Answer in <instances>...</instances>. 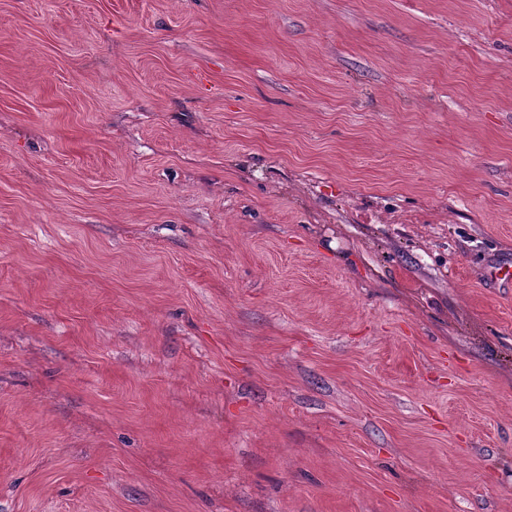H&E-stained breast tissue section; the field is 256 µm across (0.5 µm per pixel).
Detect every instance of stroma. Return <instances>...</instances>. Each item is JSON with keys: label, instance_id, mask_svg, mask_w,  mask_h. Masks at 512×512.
I'll return each mask as SVG.
<instances>
[{"label": "stroma", "instance_id": "obj_1", "mask_svg": "<svg viewBox=\"0 0 512 512\" xmlns=\"http://www.w3.org/2000/svg\"><path fill=\"white\" fill-rule=\"evenodd\" d=\"M512 0H0V512H512Z\"/></svg>", "mask_w": 512, "mask_h": 512}]
</instances>
